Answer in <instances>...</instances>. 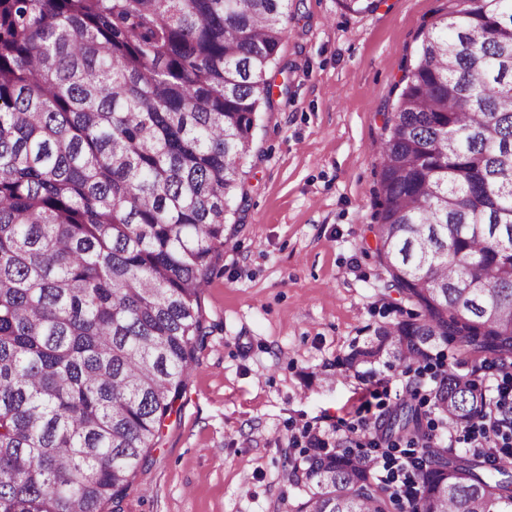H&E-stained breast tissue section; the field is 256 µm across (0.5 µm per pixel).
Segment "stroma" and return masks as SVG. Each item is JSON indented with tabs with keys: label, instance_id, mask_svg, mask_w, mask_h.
Segmentation results:
<instances>
[{
	"label": "stroma",
	"instance_id": "35a3bbf8",
	"mask_svg": "<svg viewBox=\"0 0 512 512\" xmlns=\"http://www.w3.org/2000/svg\"><path fill=\"white\" fill-rule=\"evenodd\" d=\"M295 2L243 165L247 202L201 299L213 332L121 512H291V437L311 425L355 445L362 413L386 420L408 390L402 369L371 379L343 362L413 309L374 252L373 147L423 29L454 0L360 15Z\"/></svg>",
	"mask_w": 512,
	"mask_h": 512
}]
</instances>
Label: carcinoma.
Masks as SVG:
<instances>
[{"label": "carcinoma", "mask_w": 512, "mask_h": 512, "mask_svg": "<svg viewBox=\"0 0 512 512\" xmlns=\"http://www.w3.org/2000/svg\"><path fill=\"white\" fill-rule=\"evenodd\" d=\"M356 14L378 0H340ZM293 0H0V512L120 504L177 412ZM376 146V254L418 311L347 354L363 374L448 338L512 358V0H455L423 33ZM444 371L468 423L486 395ZM418 445L401 502L351 448L291 465L294 512H512V457Z\"/></svg>", "instance_id": "carcinoma-1"}]
</instances>
